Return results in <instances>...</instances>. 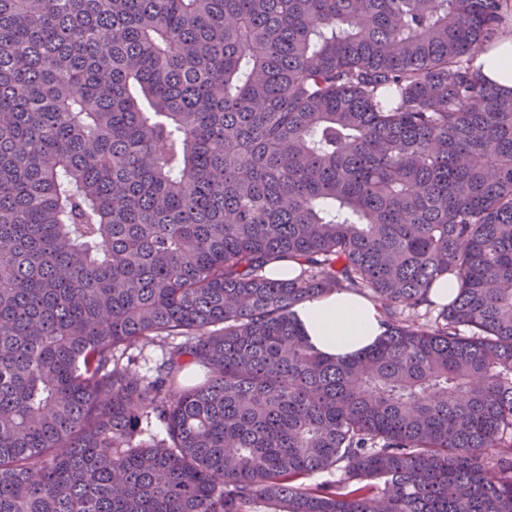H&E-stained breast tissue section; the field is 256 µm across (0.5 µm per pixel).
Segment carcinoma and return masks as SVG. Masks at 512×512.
Masks as SVG:
<instances>
[{"label":"carcinoma","mask_w":512,"mask_h":512,"mask_svg":"<svg viewBox=\"0 0 512 512\" xmlns=\"http://www.w3.org/2000/svg\"><path fill=\"white\" fill-rule=\"evenodd\" d=\"M510 41L512 0H0V512H512ZM337 291L385 316L348 359L293 317ZM477 67L486 81L497 87L503 94L512 92V43H500L488 52L481 53L476 60Z\"/></svg>","instance_id":"cac0c4a2"}]
</instances>
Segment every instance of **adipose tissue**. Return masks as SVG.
<instances>
[{
  "label": "adipose tissue",
  "instance_id": "adipose-tissue-1",
  "mask_svg": "<svg viewBox=\"0 0 512 512\" xmlns=\"http://www.w3.org/2000/svg\"><path fill=\"white\" fill-rule=\"evenodd\" d=\"M486 81L503 94L512 93V43H501L477 61ZM303 335L321 353L345 357L370 347L385 327L381 311L370 300L338 291L303 302L294 309Z\"/></svg>",
  "mask_w": 512,
  "mask_h": 512
}]
</instances>
